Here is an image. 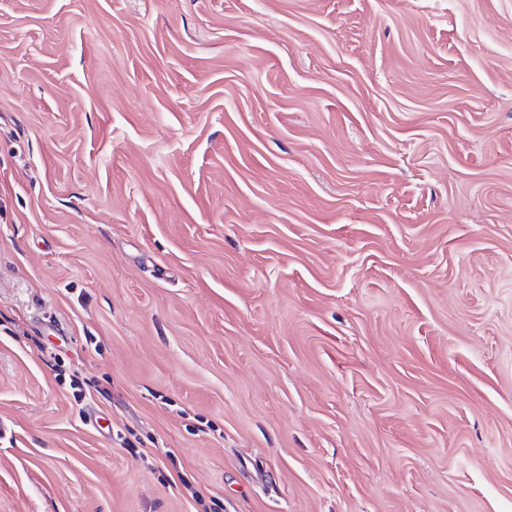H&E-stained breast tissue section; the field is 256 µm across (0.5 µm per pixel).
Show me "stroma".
Masks as SVG:
<instances>
[{
    "label": "stroma",
    "instance_id": "obj_1",
    "mask_svg": "<svg viewBox=\"0 0 512 512\" xmlns=\"http://www.w3.org/2000/svg\"><path fill=\"white\" fill-rule=\"evenodd\" d=\"M0 512H512V0H0Z\"/></svg>",
    "mask_w": 512,
    "mask_h": 512
}]
</instances>
